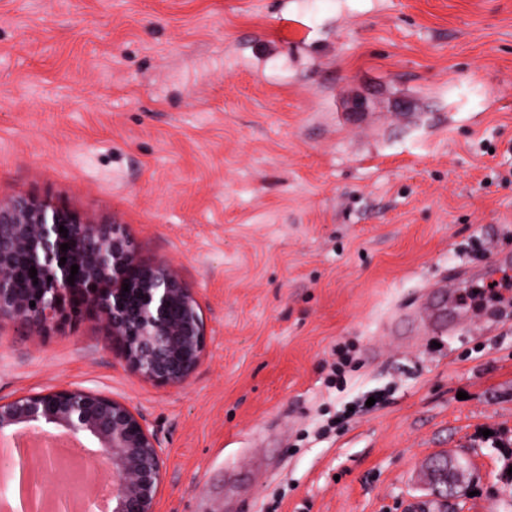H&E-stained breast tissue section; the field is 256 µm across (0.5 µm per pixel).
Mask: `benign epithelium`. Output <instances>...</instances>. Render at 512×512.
Instances as JSON below:
<instances>
[{
	"label": "benign epithelium",
	"mask_w": 512,
	"mask_h": 512,
	"mask_svg": "<svg viewBox=\"0 0 512 512\" xmlns=\"http://www.w3.org/2000/svg\"><path fill=\"white\" fill-rule=\"evenodd\" d=\"M61 225L67 234L59 233ZM95 316L111 329L120 358L147 382L182 384L200 363L206 333L196 298L173 266L141 263L123 225L100 224L48 200L0 201V318L38 335L54 323ZM35 430L64 432L96 447L90 463L112 476L111 512H156L163 451L128 403L82 388L0 399V443ZM18 467L22 461L11 456L0 464V491H10ZM430 476L437 494H457L448 467L436 462Z\"/></svg>",
	"instance_id": "benign-epithelium-1"
}]
</instances>
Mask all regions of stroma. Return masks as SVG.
Returning a JSON list of instances; mask_svg holds the SVG:
<instances>
[{"label": "stroma", "instance_id": "1", "mask_svg": "<svg viewBox=\"0 0 512 512\" xmlns=\"http://www.w3.org/2000/svg\"><path fill=\"white\" fill-rule=\"evenodd\" d=\"M287 24L300 42L244 49ZM16 196L123 225L200 305L179 386L99 319L0 321V398L129 403L158 512H512V0H0ZM447 278L445 321L391 335ZM439 453L467 458L445 505ZM432 485L435 492L441 496H454L458 494L455 490V482L448 479V467L435 462L430 470Z\"/></svg>", "mask_w": 512, "mask_h": 512}]
</instances>
